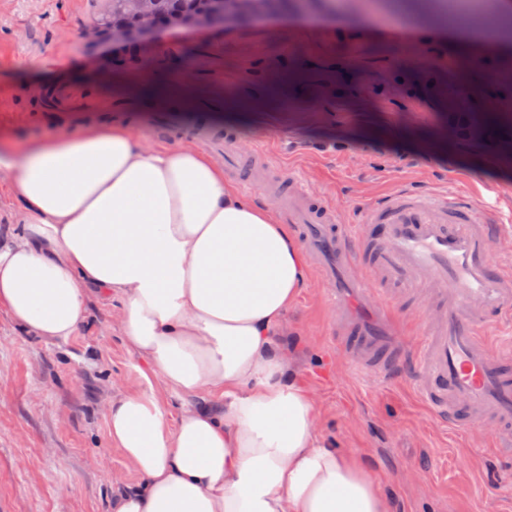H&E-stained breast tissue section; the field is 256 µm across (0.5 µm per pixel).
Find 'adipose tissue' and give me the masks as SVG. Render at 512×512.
<instances>
[{
	"instance_id": "obj_1",
	"label": "adipose tissue",
	"mask_w": 512,
	"mask_h": 512,
	"mask_svg": "<svg viewBox=\"0 0 512 512\" xmlns=\"http://www.w3.org/2000/svg\"><path fill=\"white\" fill-rule=\"evenodd\" d=\"M20 228L0 238V308L66 340L89 291L123 309L155 394L114 401L107 434L138 482L112 512H391L359 456L316 427L319 407L280 340L309 279L270 207L195 146H146L130 127L0 142Z\"/></svg>"
}]
</instances>
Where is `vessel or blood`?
<instances>
[{
  "label": "vessel or blood",
  "instance_id": "obj_1",
  "mask_svg": "<svg viewBox=\"0 0 512 512\" xmlns=\"http://www.w3.org/2000/svg\"><path fill=\"white\" fill-rule=\"evenodd\" d=\"M83 91L60 84L46 93L70 108ZM194 140L221 156L230 174L249 161L243 186L262 190L294 224L309 262L318 268L343 352L371 375L409 374L435 421L474 427L512 442V350L495 332L512 331V263L494 246L500 213L471 195L448 197L403 187L367 207L355 228L340 203L315 193L297 174L274 175L263 150L243 137L200 124ZM414 299L422 333L410 348L389 328L394 304Z\"/></svg>",
  "mask_w": 512,
  "mask_h": 512
}]
</instances>
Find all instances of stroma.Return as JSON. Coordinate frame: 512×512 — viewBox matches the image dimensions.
Returning <instances> with one entry per match:
<instances>
[{
    "label": "stroma",
    "mask_w": 512,
    "mask_h": 512,
    "mask_svg": "<svg viewBox=\"0 0 512 512\" xmlns=\"http://www.w3.org/2000/svg\"><path fill=\"white\" fill-rule=\"evenodd\" d=\"M96 0H0V138L14 142L114 122L150 140L191 142L200 119L256 139L275 173L295 170L338 199L348 224L389 189L477 192L512 214V154L455 139L445 115L469 80L494 102L482 129L512 139V41L469 60L481 26L419 27L396 0H272L224 22L113 39ZM92 97L68 111L35 95L60 83ZM76 336L26 333L0 309V512H111L136 483L111 448L112 401L141 386L145 358L121 334L122 309L97 295ZM283 342L316 397L317 427L381 477L392 512H512L507 455L476 431L430 422L414 385L353 371L340 354L320 277L287 313Z\"/></svg>",
    "instance_id": "35a3bbf8"
}]
</instances>
